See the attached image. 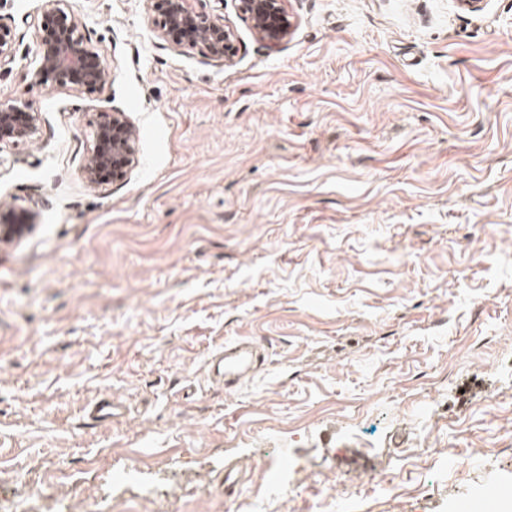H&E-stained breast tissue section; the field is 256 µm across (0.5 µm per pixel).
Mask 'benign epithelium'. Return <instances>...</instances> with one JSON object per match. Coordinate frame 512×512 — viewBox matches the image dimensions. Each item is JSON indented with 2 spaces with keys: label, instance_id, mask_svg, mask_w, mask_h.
Here are the masks:
<instances>
[{
  "label": "benign epithelium",
  "instance_id": "benign-epithelium-1",
  "mask_svg": "<svg viewBox=\"0 0 512 512\" xmlns=\"http://www.w3.org/2000/svg\"><path fill=\"white\" fill-rule=\"evenodd\" d=\"M156 36L182 51L198 50L219 65L233 61L236 33L224 25L223 16L198 12L190 0H141ZM238 13L251 24L256 37L276 47L294 28L288 0H234ZM38 39V63L31 83L71 85L90 91L105 84L107 66L89 42L80 16L71 0H42L31 19ZM15 35L0 24V67L14 60ZM42 114L26 101L0 100V145L17 146L38 139ZM138 164V135L127 113L117 107L101 115L81 166V176L90 187L102 185V176L114 183L128 179ZM37 214L0 203V243L29 234Z\"/></svg>",
  "mask_w": 512,
  "mask_h": 512
}]
</instances>
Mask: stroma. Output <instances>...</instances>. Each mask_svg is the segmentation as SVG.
I'll return each instance as SVG.
<instances>
[{"label":"stroma","instance_id":"obj_1","mask_svg":"<svg viewBox=\"0 0 512 512\" xmlns=\"http://www.w3.org/2000/svg\"><path fill=\"white\" fill-rule=\"evenodd\" d=\"M38 5L0 0V99L44 117L0 149V197L37 214L0 244V490L35 512H483L512 488V0H291L275 49L225 0L224 67L140 0H72L112 76L91 92L31 85ZM114 106L139 163L91 188ZM242 338L258 372L207 380ZM105 391L128 417L87 419Z\"/></svg>","mask_w":512,"mask_h":512}]
</instances>
